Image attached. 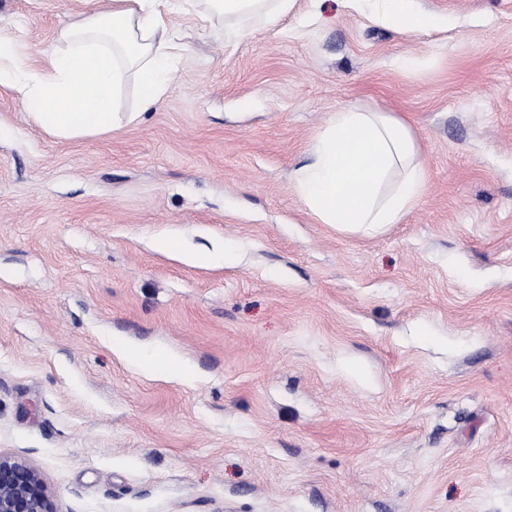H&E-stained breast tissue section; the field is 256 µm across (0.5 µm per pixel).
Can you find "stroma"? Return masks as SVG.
<instances>
[{
	"label": "stroma",
	"instance_id": "1",
	"mask_svg": "<svg viewBox=\"0 0 512 512\" xmlns=\"http://www.w3.org/2000/svg\"><path fill=\"white\" fill-rule=\"evenodd\" d=\"M414 4L433 27L296 0L231 42L176 14L170 92L101 136L0 85V451L57 512H512V0ZM84 8L0 0V37L39 63ZM352 107L405 119L428 171L370 236L291 181ZM153 248L159 253L177 255L197 265H225L234 258L232 250L225 245L212 251L188 252L180 247L177 239L168 236L154 239Z\"/></svg>",
	"mask_w": 512,
	"mask_h": 512
}]
</instances>
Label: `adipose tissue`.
I'll use <instances>...</instances> for the list:
<instances>
[{
    "mask_svg": "<svg viewBox=\"0 0 512 512\" xmlns=\"http://www.w3.org/2000/svg\"><path fill=\"white\" fill-rule=\"evenodd\" d=\"M85 2L80 18L44 50L40 66H32L15 42L0 40V84L23 100L36 125L62 139L137 124L157 106L185 49L172 17L193 0H111L105 11L94 8V0ZM206 2L204 20L224 18L228 39L294 6V0ZM131 80L140 90L139 108L125 112L122 93ZM291 180L318 223L371 234L401 222L421 199L427 170L404 120L349 108L329 114Z\"/></svg>",
    "mask_w": 512,
    "mask_h": 512,
    "instance_id": "obj_1",
    "label": "adipose tissue"
}]
</instances>
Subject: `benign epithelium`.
I'll return each instance as SVG.
<instances>
[{"mask_svg": "<svg viewBox=\"0 0 512 512\" xmlns=\"http://www.w3.org/2000/svg\"><path fill=\"white\" fill-rule=\"evenodd\" d=\"M0 512H56L41 471L21 456L1 452Z\"/></svg>", "mask_w": 512, "mask_h": 512, "instance_id": "1", "label": "benign epithelium"}]
</instances>
